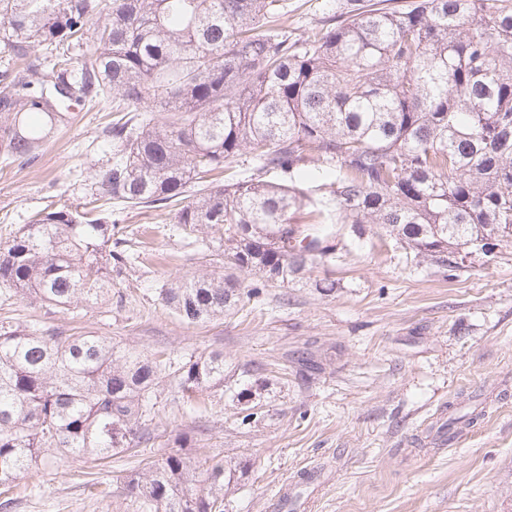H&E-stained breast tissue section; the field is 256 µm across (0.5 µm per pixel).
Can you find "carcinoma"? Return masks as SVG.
<instances>
[{
	"instance_id": "cac0c4a2",
	"label": "carcinoma",
	"mask_w": 512,
	"mask_h": 512,
	"mask_svg": "<svg viewBox=\"0 0 512 512\" xmlns=\"http://www.w3.org/2000/svg\"><path fill=\"white\" fill-rule=\"evenodd\" d=\"M280 0H0V44L23 61L0 72V154L33 162L72 104L109 97L131 113L103 130L116 161L82 210L36 213L0 242V285L61 309L112 301L128 256L95 212L118 200L174 209L194 235L224 231V259L265 281L300 277L329 254L304 247L291 215L310 165L336 171L308 212L358 237L376 224L424 261L453 264L512 240V0H345L333 27L290 40L269 27ZM86 46L79 58L75 46ZM250 179L210 181L240 156ZM280 171L286 184L264 179ZM261 294L216 270L176 279L161 301L182 321L224 316ZM224 386V354L175 366L92 332L16 325L0 332V488L63 450L105 461L155 438L153 396ZM478 406L448 416L456 438ZM237 466L186 453L121 482L137 512H223Z\"/></svg>"
}]
</instances>
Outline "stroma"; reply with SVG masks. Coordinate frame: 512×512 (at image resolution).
I'll list each match as a JSON object with an SVG mask.
<instances>
[{
  "mask_svg": "<svg viewBox=\"0 0 512 512\" xmlns=\"http://www.w3.org/2000/svg\"><path fill=\"white\" fill-rule=\"evenodd\" d=\"M340 2L282 0L278 26L306 34L329 25ZM71 116L33 163L0 157V241L48 205H83L95 172L111 167L102 134L111 101L73 105ZM111 211L128 255L111 304L62 310L0 298V326L92 331L180 361L220 351L224 386L192 404L161 386L154 440L103 466L61 453L38 460L0 512H134L116 477L175 451L179 435L195 459L244 465L224 488V512H269L290 482L286 512H512V243L450 269L420 261L375 225L357 237L339 224L330 254L302 279L266 285L238 272L244 287L263 284L260 297L190 325L159 292L204 269L223 239L196 240L165 210L116 201ZM461 395L486 402L485 415L431 448L429 427ZM247 408L254 423L242 421Z\"/></svg>",
  "mask_w": 512,
  "mask_h": 512,
  "instance_id": "stroma-1",
  "label": "stroma"
}]
</instances>
